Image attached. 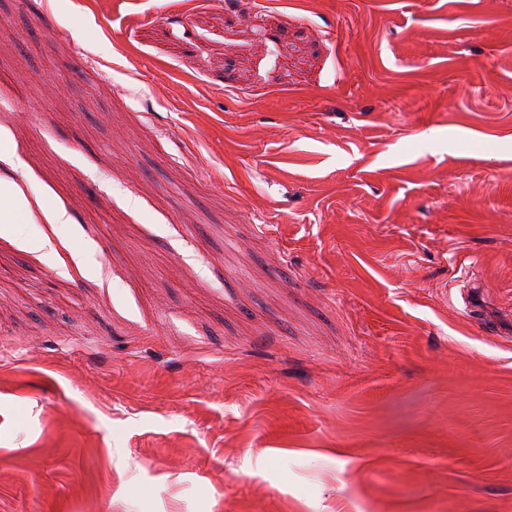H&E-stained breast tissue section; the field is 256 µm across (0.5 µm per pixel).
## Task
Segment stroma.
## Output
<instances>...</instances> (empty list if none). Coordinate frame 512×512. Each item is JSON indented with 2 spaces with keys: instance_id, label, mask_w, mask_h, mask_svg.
<instances>
[{
  "instance_id": "obj_1",
  "label": "stroma",
  "mask_w": 512,
  "mask_h": 512,
  "mask_svg": "<svg viewBox=\"0 0 512 512\" xmlns=\"http://www.w3.org/2000/svg\"><path fill=\"white\" fill-rule=\"evenodd\" d=\"M0 180V512H512V0H0ZM33 205L14 186L0 182L1 224H25L33 217Z\"/></svg>"
}]
</instances>
